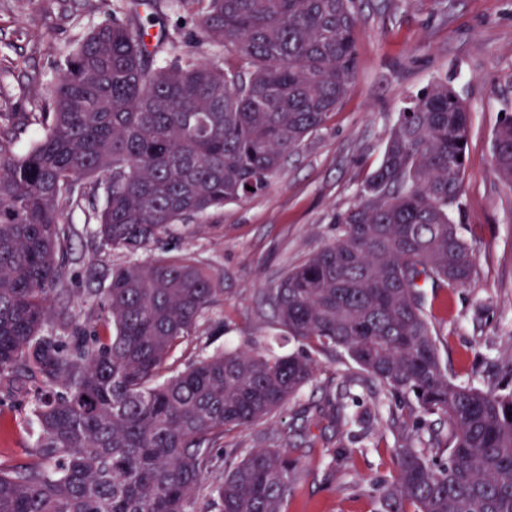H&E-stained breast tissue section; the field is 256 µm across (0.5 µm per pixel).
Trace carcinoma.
<instances>
[{"mask_svg":"<svg viewBox=\"0 0 512 512\" xmlns=\"http://www.w3.org/2000/svg\"><path fill=\"white\" fill-rule=\"evenodd\" d=\"M166 9L188 12L215 57L161 59L163 33L148 49L147 25ZM357 24L356 0H116L48 87L24 153L0 124V386L29 397L39 426L35 460L0 466V512H285L288 453L253 448L218 476L211 449L313 383L307 355L244 348L172 366L224 293L189 254L109 269L99 326L49 302L73 275L66 216L82 201L93 239L134 255L265 191L345 98ZM470 129L447 82L420 90L334 217L336 237L265 288L288 336L343 351L448 426L428 436L444 459L396 449L397 480L375 488L380 512H512V390L448 376L418 285L473 278L451 217ZM492 146L512 183L511 116ZM379 420L375 406L351 423Z\"/></svg>","mask_w":512,"mask_h":512,"instance_id":"cac0c4a2","label":"carcinoma"}]
</instances>
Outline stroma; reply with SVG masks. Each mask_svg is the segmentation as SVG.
Masks as SVG:
<instances>
[{
  "label": "stroma",
  "mask_w": 512,
  "mask_h": 512,
  "mask_svg": "<svg viewBox=\"0 0 512 512\" xmlns=\"http://www.w3.org/2000/svg\"><path fill=\"white\" fill-rule=\"evenodd\" d=\"M357 70L338 112L289 159L263 193L225 203L155 247L148 263L188 253L219 274L217 297L183 358L246 341L297 351L282 335L265 287L334 234L331 218L356 200L358 184L379 164L404 104L427 84L448 82L467 106L471 131L464 189L455 211L475 259L464 287L425 288L426 313L441 362L456 379L502 383L512 360V184L493 171L492 132L512 114V0H358ZM106 18L103 0H0V120L21 121L17 151L32 141L39 103L30 91L54 82L65 58ZM73 278L50 307L68 304L79 321H98L95 301L107 286L100 273L125 263L93 240L81 211L69 214ZM316 379L261 423L230 431L213 449L226 462L250 448H280L296 460L287 512H378L374 484L396 477L395 450L409 443L414 419L399 417L353 441L334 407L336 384L350 379L364 403L376 386L341 351L313 353ZM36 426L27 399L0 390V463L33 460ZM343 453L335 472L327 465Z\"/></svg>",
  "instance_id": "35a3bbf8"
}]
</instances>
